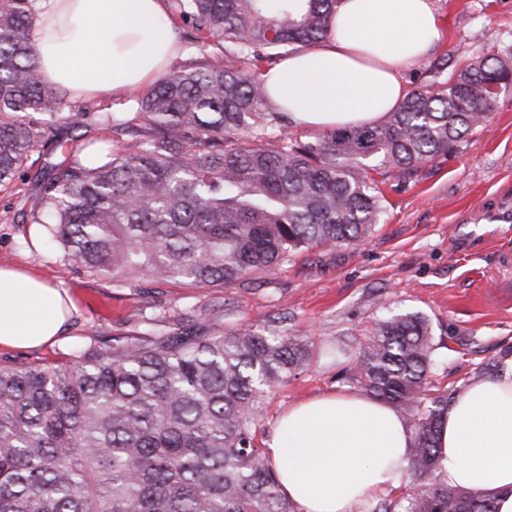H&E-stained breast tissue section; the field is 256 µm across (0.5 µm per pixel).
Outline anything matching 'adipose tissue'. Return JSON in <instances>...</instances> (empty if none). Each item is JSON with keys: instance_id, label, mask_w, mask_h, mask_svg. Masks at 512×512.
<instances>
[{"instance_id": "adipose-tissue-1", "label": "adipose tissue", "mask_w": 512, "mask_h": 512, "mask_svg": "<svg viewBox=\"0 0 512 512\" xmlns=\"http://www.w3.org/2000/svg\"><path fill=\"white\" fill-rule=\"evenodd\" d=\"M440 37L434 0H340L327 38L259 79L266 98L301 127L377 123L409 93L402 65L422 60ZM30 38L40 78L76 99L154 82L179 52L163 0H42ZM74 309L66 289L0 265V347L55 343ZM414 446L387 402L338 392L282 412L267 453L281 493L301 512H356L397 484ZM437 448L442 483L512 512V356L449 403Z\"/></svg>"}]
</instances>
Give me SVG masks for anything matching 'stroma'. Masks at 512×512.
<instances>
[{
	"mask_svg": "<svg viewBox=\"0 0 512 512\" xmlns=\"http://www.w3.org/2000/svg\"><path fill=\"white\" fill-rule=\"evenodd\" d=\"M442 41L433 58L449 80L473 59L512 56V0H435ZM61 155L38 149L11 185L0 188V264L34 269L77 302L58 342L32 350L0 347V365L62 366L90 339L149 341L190 332L205 336L249 327L297 334L308 343L307 367L267 401L258 425L268 439L288 406L347 390L342 370L358 339L392 304L426 314L441 363L442 388L462 390L476 367L512 353V307L499 297L512 281V222L492 212L512 202V87L455 151L412 180L385 176L383 214L370 237L292 255L274 271L234 286L160 283L143 277L117 285L77 268L48 248L31 250L28 198L47 163Z\"/></svg>",
	"mask_w": 512,
	"mask_h": 512,
	"instance_id": "35a3bbf8",
	"label": "stroma"
}]
</instances>
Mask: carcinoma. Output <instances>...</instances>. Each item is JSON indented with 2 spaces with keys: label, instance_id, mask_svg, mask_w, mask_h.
Here are the masks:
<instances>
[{
  "label": "carcinoma",
  "instance_id": "obj_1",
  "mask_svg": "<svg viewBox=\"0 0 512 512\" xmlns=\"http://www.w3.org/2000/svg\"><path fill=\"white\" fill-rule=\"evenodd\" d=\"M340 0H173L174 16L223 53L133 91L140 124L66 109L42 82L29 31L37 0H0V186L58 125L116 128L112 159L70 155L42 177L29 213L64 261L126 283L233 285L314 246L362 241L382 214L373 173L412 178L492 111L512 58L478 57L410 91L375 125L313 141L272 136L262 52L328 35ZM40 118L35 119L33 115ZM424 315L387 310L343 379L413 430L398 496L367 512H495L491 498L438 481L437 435L454 393L433 389ZM297 334L250 328L80 345L66 367H0V512H296L255 442L264 399L307 366Z\"/></svg>",
  "mask_w": 512,
  "mask_h": 512
}]
</instances>
